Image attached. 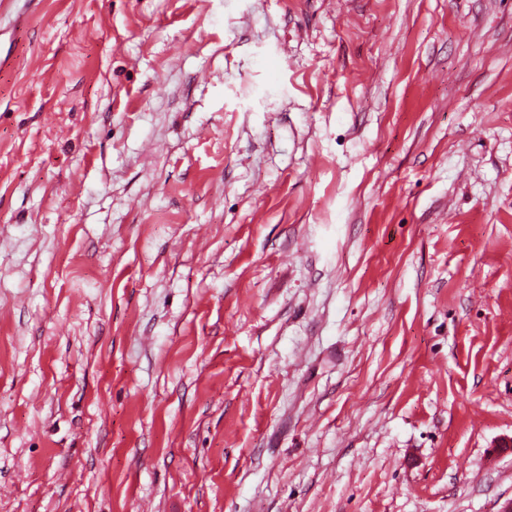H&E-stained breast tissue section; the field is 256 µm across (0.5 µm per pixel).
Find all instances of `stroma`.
Segmentation results:
<instances>
[{
	"instance_id": "1",
	"label": "stroma",
	"mask_w": 512,
	"mask_h": 512,
	"mask_svg": "<svg viewBox=\"0 0 512 512\" xmlns=\"http://www.w3.org/2000/svg\"><path fill=\"white\" fill-rule=\"evenodd\" d=\"M512 0L0 5V512L512 500Z\"/></svg>"
}]
</instances>
